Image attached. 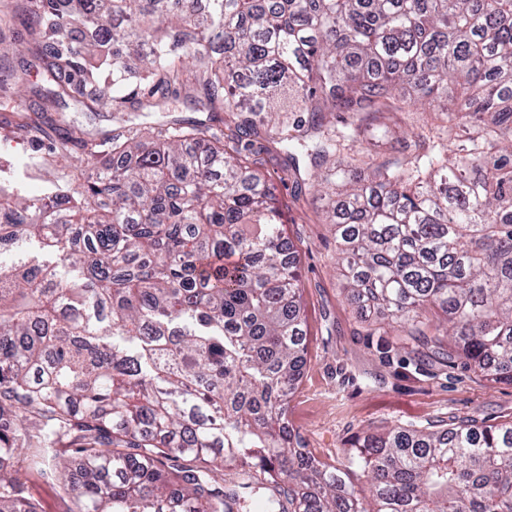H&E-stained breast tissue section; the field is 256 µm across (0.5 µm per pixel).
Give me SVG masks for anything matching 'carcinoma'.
I'll list each match as a JSON object with an SVG mask.
<instances>
[{"label": "carcinoma", "mask_w": 512, "mask_h": 512, "mask_svg": "<svg viewBox=\"0 0 512 512\" xmlns=\"http://www.w3.org/2000/svg\"><path fill=\"white\" fill-rule=\"evenodd\" d=\"M55 160L98 144L52 113L122 119L180 94L207 119L115 129L75 194L0 188V512H37L15 448L73 512H512V420L357 438L370 479L306 448L298 267L254 137L307 151L346 298L448 364L512 383V0H23ZM140 64H126L130 54ZM473 93L459 101L449 82ZM238 121L222 127L217 114ZM301 113L288 126V113ZM386 112H431L415 149L355 150ZM371 163L379 180L362 182ZM215 479L224 484V488H234L242 484L257 486L261 482L262 476L251 465L236 463L226 466L214 474Z\"/></svg>", "instance_id": "cac0c4a2"}]
</instances>
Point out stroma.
Returning <instances> with one entry per match:
<instances>
[{
  "instance_id": "35a3bbf8",
  "label": "stroma",
  "mask_w": 512,
  "mask_h": 512,
  "mask_svg": "<svg viewBox=\"0 0 512 512\" xmlns=\"http://www.w3.org/2000/svg\"><path fill=\"white\" fill-rule=\"evenodd\" d=\"M15 13L16 0H0V42L11 48L8 57L0 58V185L9 189L21 184L33 194L57 183L79 188L88 166L26 164L33 149L26 128L37 118L33 107L44 80L38 61L25 49L27 30ZM21 66L29 71L28 83L8 81L7 70ZM19 96L26 98L29 111H13ZM425 118L422 112L393 116L363 146L388 154L394 142L414 144ZM262 159L285 235L298 257L308 355L288 419L306 447L346 468L358 484L362 478L350 464V453L364 431L419 428L430 422L445 427L472 415L492 423L512 418V385L429 360L403 337L371 331L361 321L344 296L336 242L330 225L316 212L309 187L289 174L279 146L265 144ZM33 454L30 448L17 451L25 496L37 502L40 512H71V501L55 476L30 468Z\"/></svg>"
}]
</instances>
